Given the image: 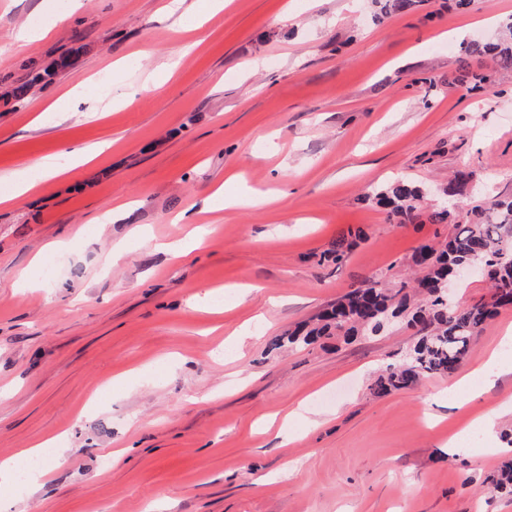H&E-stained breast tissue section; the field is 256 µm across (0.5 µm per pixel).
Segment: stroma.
I'll use <instances>...</instances> for the list:
<instances>
[{
  "mask_svg": "<svg viewBox=\"0 0 512 512\" xmlns=\"http://www.w3.org/2000/svg\"><path fill=\"white\" fill-rule=\"evenodd\" d=\"M165 2L0 0V77L21 78L28 60L79 62L25 105L0 101V172L36 176L47 156L68 170L0 206V460L53 437L65 456L37 483L14 481L0 512H512V496L481 491L506 457L512 371L466 406L443 396L498 348L512 306L454 375L383 397L374 379L415 343L403 321L270 347L351 286L397 287L417 247L447 238V224L390 223L373 191L405 179L431 209L430 187L465 166L487 195L512 196V71L483 91L454 83L465 40L493 39L512 0H429L381 21L371 0H230L201 27L203 0H184L182 33ZM186 40L177 74L143 89ZM116 59L140 92L114 109ZM76 87L105 118L44 112ZM101 140L95 164L63 153ZM219 185L235 205L196 213L201 249L153 248ZM257 189L278 201L253 205ZM357 227L367 238L346 262H323ZM52 242L53 276L16 287ZM208 287L223 303L190 308ZM486 414L492 433L449 448Z\"/></svg>",
  "mask_w": 512,
  "mask_h": 512,
  "instance_id": "stroma-1",
  "label": "stroma"
}]
</instances>
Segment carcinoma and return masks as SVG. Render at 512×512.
<instances>
[{"label": "carcinoma", "instance_id": "obj_1", "mask_svg": "<svg viewBox=\"0 0 512 512\" xmlns=\"http://www.w3.org/2000/svg\"><path fill=\"white\" fill-rule=\"evenodd\" d=\"M374 2L376 17L381 18L411 10L424 0ZM500 28L501 37L496 42L465 43L458 82L470 91L485 89L491 85L494 73L512 69V17L501 22ZM73 60L67 55L44 67L29 65L25 80L8 86L6 95L17 104L23 103L34 88L49 83L57 70L70 67ZM474 177V172L462 171L448 181L443 193L449 197V204L432 210L427 218L433 224H452L458 231L448 235L438 248L419 246L412 256L413 276L398 290L390 292L372 284L353 287L312 321L288 333V339L274 338L271 347L279 348L285 342L309 345L325 336L377 333L389 319L401 318L414 330L417 340L402 364L378 375L373 393L385 396L410 387L427 374L454 372L496 309L512 305V196L469 207L464 195ZM372 199L387 209L389 220L395 224L421 222L422 190L411 183H393L374 193ZM464 208L472 219L462 225L458 217ZM365 238L363 229L351 230L349 237L337 241L322 258L339 265ZM469 264L485 267L490 296L459 305L448 300L445 286L455 268ZM490 485L497 493L512 495V458L500 464Z\"/></svg>", "mask_w": 512, "mask_h": 512}]
</instances>
